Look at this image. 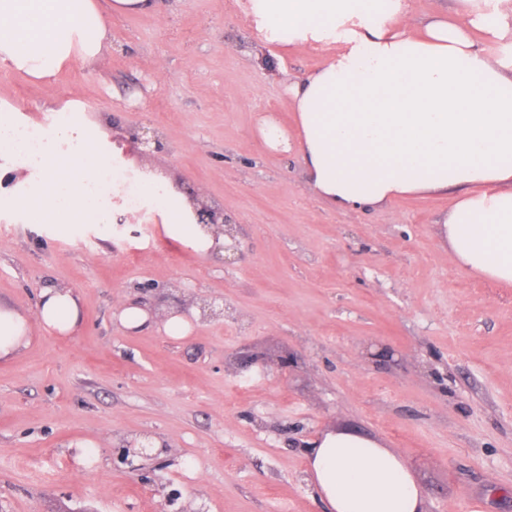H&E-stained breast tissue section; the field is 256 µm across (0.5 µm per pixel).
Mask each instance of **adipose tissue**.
I'll return each instance as SVG.
<instances>
[{
	"mask_svg": "<svg viewBox=\"0 0 512 512\" xmlns=\"http://www.w3.org/2000/svg\"><path fill=\"white\" fill-rule=\"evenodd\" d=\"M267 45L326 50L316 71L288 87L297 143L274 120L258 133L268 148H298L318 193L341 209L385 208L415 194L455 190L441 220L452 261L512 286V25L489 0H456L452 18L408 29V0H237ZM154 0H0V63L52 82L66 66L97 57L107 37L104 13H148ZM482 30L485 43L471 37ZM62 143L41 166L19 164L23 147L0 141V203L34 223L97 224L84 194L109 155L99 137L57 127ZM141 193L175 232L204 255H222L224 236L196 223L186 198L142 180ZM82 321L72 289L40 292L33 318L0 304V359L30 342L32 325L66 336ZM308 467L327 512H423L424 492L408 461L378 442L325 433Z\"/></svg>",
	"mask_w": 512,
	"mask_h": 512,
	"instance_id": "ef3b65f1",
	"label": "adipose tissue"
}]
</instances>
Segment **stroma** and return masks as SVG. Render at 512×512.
Segmentation results:
<instances>
[{
    "mask_svg": "<svg viewBox=\"0 0 512 512\" xmlns=\"http://www.w3.org/2000/svg\"><path fill=\"white\" fill-rule=\"evenodd\" d=\"M108 26L101 53L53 83L0 65V108L20 125L62 108L106 120L129 184L201 196L238 246L202 255L121 196L108 224L0 213V302L30 317L62 285L83 319L71 336L33 327L0 363V512H325L307 454L336 430L402 454L425 512H512V288L450 260L438 222L453 194L323 200L299 152L257 127L295 133L286 89L325 53L257 41L236 0H156ZM142 127L160 150L133 147ZM213 302L223 315L183 337L116 319ZM148 438L151 458L125 455ZM258 133L271 150L289 151L292 148L288 133L273 119H265L258 127ZM118 317L120 324L128 330L141 329L154 322L153 316L146 308L135 304L124 306Z\"/></svg>",
    "mask_w": 512,
    "mask_h": 512,
    "instance_id": "stroma-1",
    "label": "stroma"
}]
</instances>
